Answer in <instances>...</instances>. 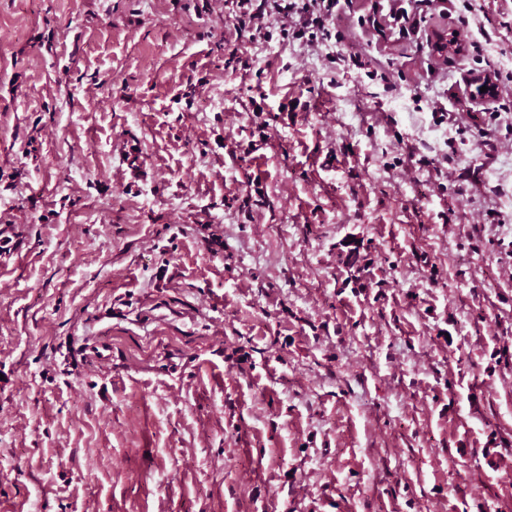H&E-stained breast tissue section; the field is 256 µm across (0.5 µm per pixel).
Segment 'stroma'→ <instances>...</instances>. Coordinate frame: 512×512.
<instances>
[{"mask_svg": "<svg viewBox=\"0 0 512 512\" xmlns=\"http://www.w3.org/2000/svg\"><path fill=\"white\" fill-rule=\"evenodd\" d=\"M394 3L381 81L225 0H0V512H512V137ZM500 109V110H499ZM502 112H511L510 105L506 103L493 109L488 114V121L484 123L485 127L478 129L479 145L484 164L492 163L497 158L498 145L500 143L499 127L502 125L501 114Z\"/></svg>", "mask_w": 512, "mask_h": 512, "instance_id": "35a3bbf8", "label": "stroma"}]
</instances>
